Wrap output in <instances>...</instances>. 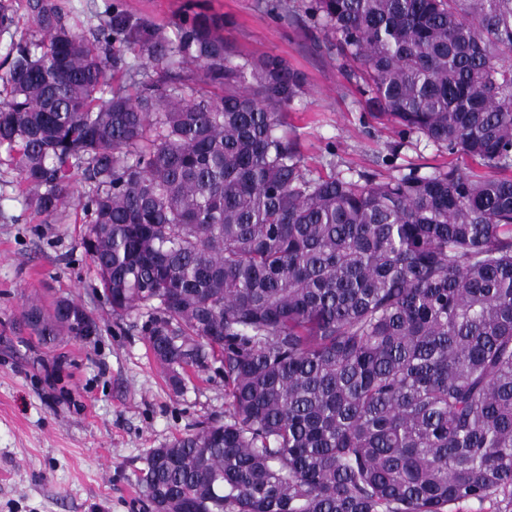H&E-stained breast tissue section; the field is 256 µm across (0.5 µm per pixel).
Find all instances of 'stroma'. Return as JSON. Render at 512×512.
I'll return each instance as SVG.
<instances>
[{"instance_id": "stroma-1", "label": "stroma", "mask_w": 512, "mask_h": 512, "mask_svg": "<svg viewBox=\"0 0 512 512\" xmlns=\"http://www.w3.org/2000/svg\"><path fill=\"white\" fill-rule=\"evenodd\" d=\"M60 2L85 36L116 5L132 21L166 26L190 5L228 19L224 39L236 55L288 58L307 84L287 132L311 176L480 170L368 111L348 66L306 20L309 0L280 18L259 0ZM86 228L75 202L50 217L26 206L16 158L0 148V512H152L138 482L149 451L224 417L221 373L208 369L174 393L147 346L145 317L112 313L82 245ZM62 297L82 305L100 332L49 350L30 340L23 306Z\"/></svg>"}]
</instances>
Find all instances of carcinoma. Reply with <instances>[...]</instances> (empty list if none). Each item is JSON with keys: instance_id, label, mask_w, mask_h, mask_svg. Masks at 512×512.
Wrapping results in <instances>:
<instances>
[{"instance_id": "obj_1", "label": "carcinoma", "mask_w": 512, "mask_h": 512, "mask_svg": "<svg viewBox=\"0 0 512 512\" xmlns=\"http://www.w3.org/2000/svg\"><path fill=\"white\" fill-rule=\"evenodd\" d=\"M27 8L0 75L27 206L54 215L80 170L112 313L146 314L177 391L221 363L224 421L146 457L154 512H512V0H312L366 108L486 168L387 181L311 177L284 132L305 76L234 62L206 16L114 9L89 40ZM66 303L28 306L41 343L98 328Z\"/></svg>"}]
</instances>
